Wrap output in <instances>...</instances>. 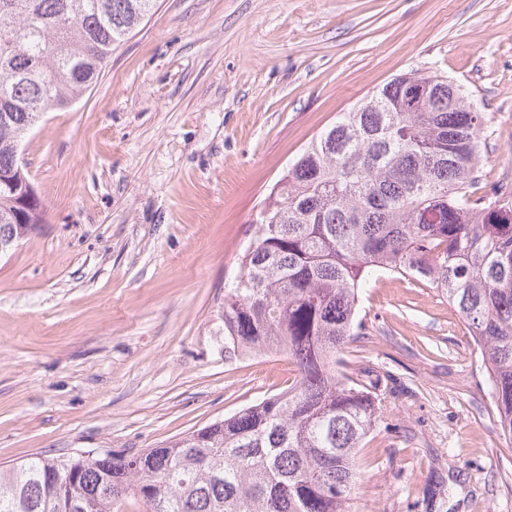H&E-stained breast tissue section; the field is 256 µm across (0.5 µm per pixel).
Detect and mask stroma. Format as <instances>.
<instances>
[{
  "instance_id": "stroma-1",
  "label": "stroma",
  "mask_w": 512,
  "mask_h": 512,
  "mask_svg": "<svg viewBox=\"0 0 512 512\" xmlns=\"http://www.w3.org/2000/svg\"><path fill=\"white\" fill-rule=\"evenodd\" d=\"M415 70L484 112L482 183L512 201V0H157L24 144L45 222L0 257V467L158 448L287 388L284 356L218 351L224 285L283 169ZM359 306L344 358L381 407L354 512H512V440L459 314L390 274Z\"/></svg>"
}]
</instances>
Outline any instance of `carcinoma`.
Segmentation results:
<instances>
[{"mask_svg":"<svg viewBox=\"0 0 512 512\" xmlns=\"http://www.w3.org/2000/svg\"><path fill=\"white\" fill-rule=\"evenodd\" d=\"M157 0H0V244L44 207L14 144L78 101ZM411 72L344 112L283 171L218 309L224 359L286 355L287 388L160 448L37 454L0 469V512H352L357 449L379 421L342 353L371 272L448 298L512 440V205L481 191L484 113ZM425 95L420 111L410 93ZM29 203H21L22 198Z\"/></svg>","mask_w":512,"mask_h":512,"instance_id":"1","label":"carcinoma"}]
</instances>
